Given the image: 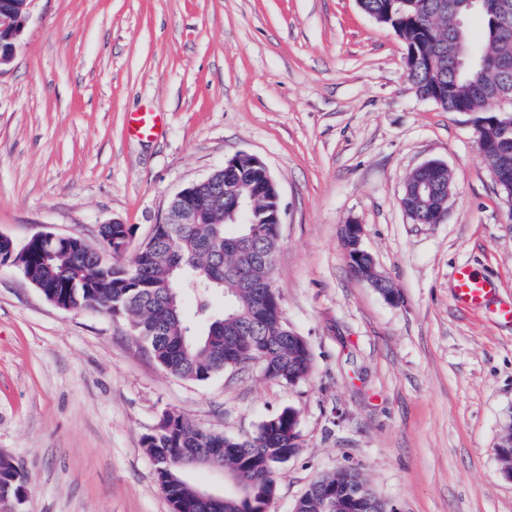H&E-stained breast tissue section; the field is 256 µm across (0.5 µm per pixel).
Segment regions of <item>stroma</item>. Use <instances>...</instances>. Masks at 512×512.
Listing matches in <instances>:
<instances>
[{
  "mask_svg": "<svg viewBox=\"0 0 512 512\" xmlns=\"http://www.w3.org/2000/svg\"><path fill=\"white\" fill-rule=\"evenodd\" d=\"M404 53L356 0H29L0 66V235L96 246L118 220L125 262L175 193L256 155L280 191L274 286L312 369L186 381L126 318L60 309L0 265V451L28 480L5 512H172L142 443L165 413L235 438L286 408L301 448L270 512L350 466L399 512H512L495 451L512 326L459 306L451 278L470 265L512 301V213L472 114L422 97ZM144 110L163 113L160 135L129 131ZM429 161L454 193L440 223L415 224L400 199ZM350 222L397 302L351 271ZM113 224H104L99 229V236L106 248H108L110 251H112L115 255H120L126 249L122 252H119L117 250H114V246H119L122 243L127 245L130 240V228L127 226V224H122L119 221L112 222Z\"/></svg>",
  "mask_w": 512,
  "mask_h": 512,
  "instance_id": "1",
  "label": "stroma"
}]
</instances>
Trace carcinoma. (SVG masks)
<instances>
[{"mask_svg": "<svg viewBox=\"0 0 512 512\" xmlns=\"http://www.w3.org/2000/svg\"><path fill=\"white\" fill-rule=\"evenodd\" d=\"M365 10L384 14L393 8L386 25L397 28L407 48L418 57L410 60L408 79L420 94L440 99L448 112L465 110L477 116L486 112L485 103L495 98L503 83L501 59L512 58V0H489L477 10L484 26L483 38L475 42L464 25L470 11L461 0H362ZM487 165L512 171V133L507 144L490 155ZM431 177L442 189L453 186L450 173L426 174L414 171L405 184L412 187ZM264 181L262 171L243 159L228 160L224 170L196 183L193 195L207 206L198 224H156L152 237L126 263L106 262L82 238L57 242L36 239L23 251H9L0 243V263H11L51 303L59 302L75 310H89L131 321L134 335L143 342L157 363L168 373L196 382H205L249 360L261 357L268 365L266 375L286 383L306 379L312 368L311 353L287 334L283 320L270 312L254 314V289L229 273L240 261L251 268L255 281L270 270L251 262L257 253L274 254L278 248L275 225L270 223L278 202L269 192L247 211L250 224L242 223L234 207L233 187L255 186ZM440 198L424 197L413 214L416 224L432 223ZM104 246L115 247L130 240L125 224H104L99 229ZM179 263L180 287L170 296L167 283L170 268ZM220 294L234 300L229 315L216 312L212 299ZM161 296L168 308L159 311L153 301ZM194 304L188 316L185 303ZM293 409L285 408L261 423L244 437L226 438L204 431L182 416L168 412L156 431L144 438L153 461L166 469L157 479L173 512H263L277 491L276 475L282 460L300 449ZM223 448L224 469L241 470L252 480L248 499L224 494L220 503L197 496V485L178 466L179 449ZM17 466L0 454V485L17 487L13 479ZM365 485L360 472L348 468L315 481L296 503V512H348L349 499Z\"/></svg>", "mask_w": 512, "mask_h": 512, "instance_id": "carcinoma-1", "label": "carcinoma"}]
</instances>
